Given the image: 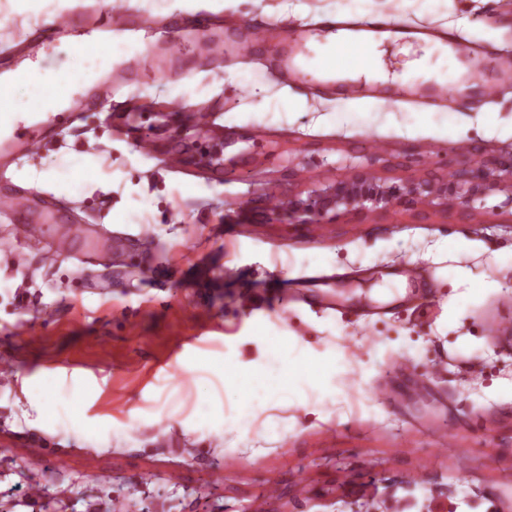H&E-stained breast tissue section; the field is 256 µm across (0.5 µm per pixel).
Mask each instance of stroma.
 Returning a JSON list of instances; mask_svg holds the SVG:
<instances>
[{
  "label": "stroma",
  "instance_id": "35a3bbf8",
  "mask_svg": "<svg viewBox=\"0 0 512 512\" xmlns=\"http://www.w3.org/2000/svg\"><path fill=\"white\" fill-rule=\"evenodd\" d=\"M282 0H210L216 33L266 28L246 54L220 62L190 51L172 65L161 51L123 54L113 73L132 67L138 79L117 81L111 98L92 104L64 139L22 160L38 175L63 160L90 155L95 190L64 194L31 186L0 168V193L37 189L69 222L101 224L118 236L102 264L64 260L43 265L45 243L16 232L25 208L0 214V512H109L117 501H150L153 512H512V405L495 392L512 380V338L492 324H512V268L492 251L512 248V209L504 192L485 199L482 219L439 203L389 211L340 213L312 237L308 224L270 220L268 198L306 196L321 170L343 174L355 163L376 175L439 179L452 168L512 151V88L487 100L457 93L431 106L372 91L370 113L347 117L345 99L321 83L281 69L286 34L335 13L346 0H302L304 12H282ZM130 19L179 26L193 39L194 15L169 13L160 0H67L65 11L95 19L100 8ZM373 12L413 25L447 27L488 55L512 57V0H442L425 13L418 0H374ZM40 14L20 15L0 0V61L45 27ZM252 69L257 85L234 72ZM306 96L308 109L286 112L280 89ZM448 115L445 130H413L414 112ZM209 116L208 144L194 133ZM498 115L484 130L480 114ZM147 137L151 156L134 147ZM178 170L164 168L168 156ZM454 234L473 247L459 264L467 280L439 279L449 259L434 254ZM155 249L140 251L141 237ZM24 250L26 269L11 256ZM492 279L499 294L448 318L450 301L468 283ZM23 293L28 309L15 295ZM288 332L312 348L336 349L347 366L339 392L268 400L252 394V413L219 428L184 426L170 410L193 404L201 378L187 364L197 352L225 361L258 354L256 326ZM480 361L482 374L470 373ZM441 375L423 378L425 368ZM57 387L80 377L87 415L108 429L87 431L24 417L21 380ZM335 433L334 440L323 437ZM23 447V455L12 452Z\"/></svg>",
  "mask_w": 512,
  "mask_h": 512
}]
</instances>
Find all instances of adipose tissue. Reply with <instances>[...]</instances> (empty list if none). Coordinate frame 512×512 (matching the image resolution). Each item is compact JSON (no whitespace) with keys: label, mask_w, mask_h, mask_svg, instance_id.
Instances as JSON below:
<instances>
[{"label":"adipose tissue","mask_w":512,"mask_h":512,"mask_svg":"<svg viewBox=\"0 0 512 512\" xmlns=\"http://www.w3.org/2000/svg\"><path fill=\"white\" fill-rule=\"evenodd\" d=\"M312 51V56L304 60L307 70L335 72L353 79L362 77L369 82L389 79L384 49L361 42L345 45L329 40L313 44ZM114 55L113 43L100 42L94 51V67L76 63L67 78L54 79V92L45 104L29 102L28 111L37 112L44 106L59 108L67 97L68 84L88 81L95 68L103 67ZM456 69V58L436 43L425 48L423 55L405 63L399 77L447 85L454 83ZM192 366L213 376L225 395L235 399L237 412L231 419L239 423L251 410L248 397L254 388L271 396L305 390L324 393L334 389L337 378L343 374L344 358L336 351L322 353L310 348L297 336H269L254 360L229 364L222 356L210 354L196 358Z\"/></svg>","instance_id":"1"}]
</instances>
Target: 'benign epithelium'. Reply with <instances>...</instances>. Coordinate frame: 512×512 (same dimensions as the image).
<instances>
[{"mask_svg":"<svg viewBox=\"0 0 512 512\" xmlns=\"http://www.w3.org/2000/svg\"><path fill=\"white\" fill-rule=\"evenodd\" d=\"M509 189L505 204L512 207V152L495 161L451 170L434 182L427 179L388 181L368 172L338 175L312 189L307 197L288 201L273 220L289 224H327L340 209L388 210L417 199L441 198L472 212L482 208L493 190Z\"/></svg>","mask_w":512,"mask_h":512,"instance_id":"1","label":"benign epithelium"}]
</instances>
